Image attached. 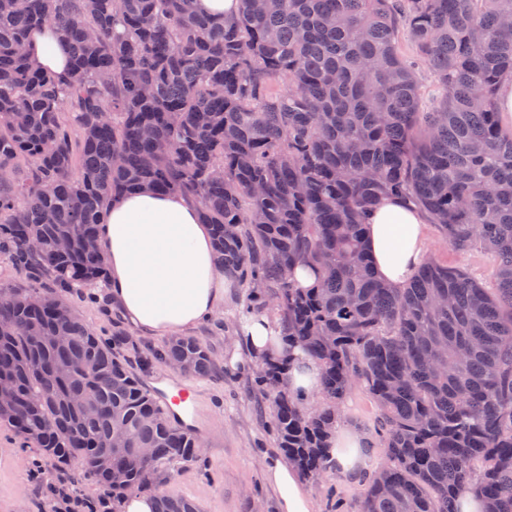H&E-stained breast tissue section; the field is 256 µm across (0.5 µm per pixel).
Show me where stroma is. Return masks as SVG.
Masks as SVG:
<instances>
[{
	"mask_svg": "<svg viewBox=\"0 0 512 512\" xmlns=\"http://www.w3.org/2000/svg\"><path fill=\"white\" fill-rule=\"evenodd\" d=\"M425 256L459 268L486 284H493L496 267L486 253H460L451 247L433 224L425 227ZM107 284L71 297L73 311L104 340L113 333L126 335L116 351L139 370L140 361L168 342L164 336H148L124 319L119 309L107 307ZM249 290L238 280L225 278L224 304L209 321L189 330V338L206 345L213 369L205 376L185 373L162 359H153L150 376H163L199 387L201 406L199 436L204 442L198 463L177 462L155 477L153 492H169L195 501L200 512H277L267 486L263 464L278 453L274 432V392L256 384V370L245 373L227 368L226 361L237 336L238 322L246 314ZM381 411L364 385L353 384L340 404V424L363 433L369 440V466L357 477L342 479L332 470L305 478L313 512H358L370 481L385 461L378 434ZM60 470L50 460L39 459L34 449L9 428H0V512H44L48 495L45 483L56 481Z\"/></svg>",
	"mask_w": 512,
	"mask_h": 512,
	"instance_id": "stroma-1",
	"label": "stroma"
}]
</instances>
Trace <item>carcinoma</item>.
Wrapping results in <instances>:
<instances>
[{
	"label": "carcinoma",
	"instance_id": "cac0c4a2",
	"mask_svg": "<svg viewBox=\"0 0 512 512\" xmlns=\"http://www.w3.org/2000/svg\"><path fill=\"white\" fill-rule=\"evenodd\" d=\"M194 2L0 0V256L24 280L0 286V425L114 503L198 459L196 436L67 299L104 278L113 198L185 194L224 275L251 288L248 309L272 292L288 347L322 369L323 408L274 397L291 463L326 469L336 405L360 380L390 460L361 512H457L467 492L512 512V131L494 103L512 76V0H240L231 21ZM46 25L69 48L65 77L29 59ZM402 33L438 86L429 105ZM384 195L426 211L458 251L488 253L495 287L432 260L403 288L382 282L364 229ZM301 263L316 287L293 281ZM155 356L212 366L191 338ZM155 512L198 506L159 495Z\"/></svg>",
	"mask_w": 512,
	"mask_h": 512
}]
</instances>
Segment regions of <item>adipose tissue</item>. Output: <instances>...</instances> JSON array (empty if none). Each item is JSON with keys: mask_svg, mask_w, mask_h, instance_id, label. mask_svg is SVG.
Segmentation results:
<instances>
[{"mask_svg": "<svg viewBox=\"0 0 512 512\" xmlns=\"http://www.w3.org/2000/svg\"><path fill=\"white\" fill-rule=\"evenodd\" d=\"M27 51L40 69L66 75V44L49 27L30 39ZM428 214L403 200L386 197L373 209L366 242L378 276L404 287L424 257ZM111 271L110 296L128 323L153 336H177L211 319L224 300V272L217 265L212 231L197 204L179 194L140 190L115 198L98 230ZM244 353H232V370L255 362L286 360L283 386L310 399L320 384L317 362L301 349H289L276 324L265 316L246 319L241 328ZM366 439L354 430H335L328 458L337 475L350 478L367 461ZM264 478L276 494L278 512H312L311 499L297 470L281 458H267Z\"/></svg>", "mask_w": 512, "mask_h": 512, "instance_id": "obj_1", "label": "adipose tissue"}]
</instances>
